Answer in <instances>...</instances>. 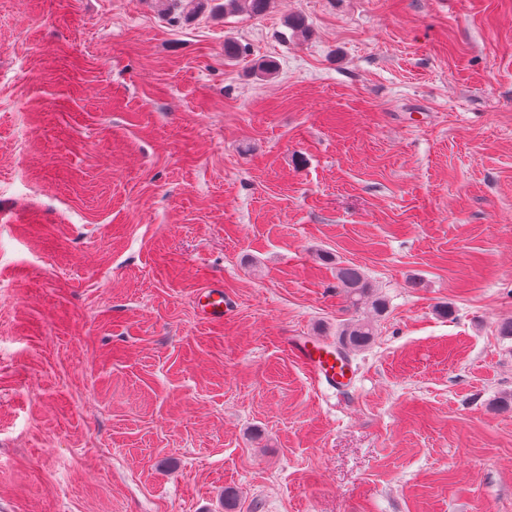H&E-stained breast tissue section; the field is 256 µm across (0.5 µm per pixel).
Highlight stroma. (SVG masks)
I'll return each instance as SVG.
<instances>
[{"mask_svg":"<svg viewBox=\"0 0 512 512\" xmlns=\"http://www.w3.org/2000/svg\"><path fill=\"white\" fill-rule=\"evenodd\" d=\"M222 2L0 0V512H512V0ZM336 282L337 288L343 290L352 305L358 301V297L364 296L370 288L363 272L356 265L337 266ZM197 307L205 320L223 323L232 312L233 302L224 296L222 288L209 284L198 290ZM339 345L342 349L359 351L367 348L374 339L375 329L371 321L356 319L339 331ZM287 344L293 356L315 379L335 389L349 386L352 377L349 363L326 344L311 338L287 340Z\"/></svg>","mask_w":512,"mask_h":512,"instance_id":"stroma-1","label":"stroma"}]
</instances>
